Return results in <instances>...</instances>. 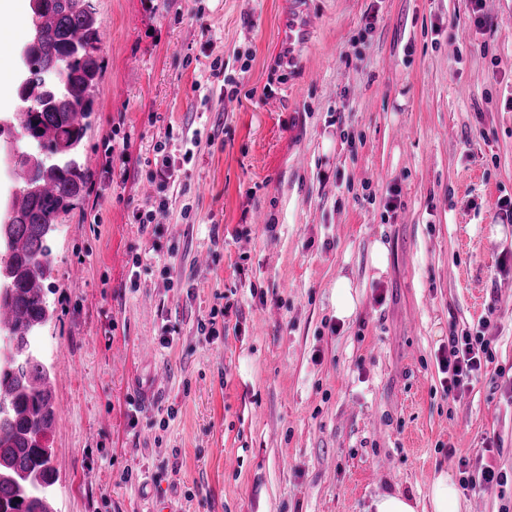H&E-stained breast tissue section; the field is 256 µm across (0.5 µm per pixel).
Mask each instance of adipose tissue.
<instances>
[{
	"label": "adipose tissue",
	"instance_id": "1",
	"mask_svg": "<svg viewBox=\"0 0 512 512\" xmlns=\"http://www.w3.org/2000/svg\"><path fill=\"white\" fill-rule=\"evenodd\" d=\"M372 512H460V494L456 481L448 471L435 472L426 500L401 493H377L371 503Z\"/></svg>",
	"mask_w": 512,
	"mask_h": 512
}]
</instances>
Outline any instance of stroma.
<instances>
[{
    "mask_svg": "<svg viewBox=\"0 0 512 512\" xmlns=\"http://www.w3.org/2000/svg\"><path fill=\"white\" fill-rule=\"evenodd\" d=\"M93 3V178L51 240L41 332L58 512H367L486 465L506 482L461 512H512V0L488 28L470 0H304L294 71L288 0ZM453 331L492 350L456 397ZM281 38L288 49V70H292L299 63L300 51L311 38L310 18L304 9L288 11L281 23ZM333 304L338 319H349L356 313L359 299L352 292L347 278L340 277L336 280Z\"/></svg>",
    "mask_w": 512,
    "mask_h": 512,
    "instance_id": "35a3bbf8",
    "label": "stroma"
}]
</instances>
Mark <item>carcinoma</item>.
Instances as JSON below:
<instances>
[{
    "instance_id": "carcinoma-1",
    "label": "carcinoma",
    "mask_w": 512,
    "mask_h": 512,
    "mask_svg": "<svg viewBox=\"0 0 512 512\" xmlns=\"http://www.w3.org/2000/svg\"><path fill=\"white\" fill-rule=\"evenodd\" d=\"M39 2L42 35L31 48V64L57 74L64 91L58 101L34 106L33 89H16L25 103V120L14 125V132L36 141L43 155L62 163L38 170L22 162L14 171L19 188L7 233L15 284L9 296L0 298V308L11 312V319L0 322V336L23 352V363L15 372L0 371V399L11 412L7 424L0 426V508L5 512H57L53 451L39 442L52 428L55 407L37 333L54 294L47 284L48 237L59 215L82 197L92 177L90 157L82 154V147L104 67L101 22L82 7L83 0Z\"/></svg>"
}]
</instances>
